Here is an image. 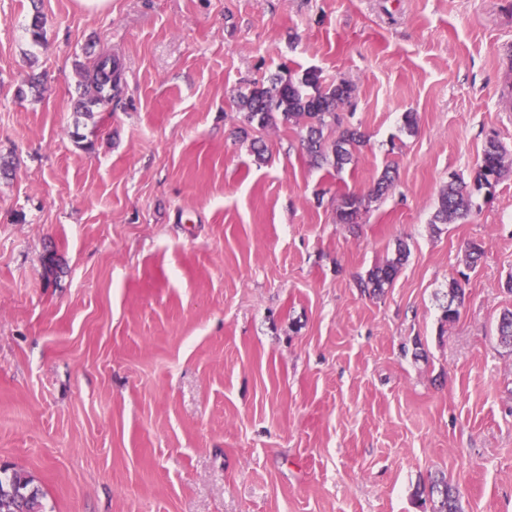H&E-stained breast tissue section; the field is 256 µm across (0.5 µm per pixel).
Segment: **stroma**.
Returning a JSON list of instances; mask_svg holds the SVG:
<instances>
[{
	"label": "stroma",
	"mask_w": 512,
	"mask_h": 512,
	"mask_svg": "<svg viewBox=\"0 0 512 512\" xmlns=\"http://www.w3.org/2000/svg\"><path fill=\"white\" fill-rule=\"evenodd\" d=\"M108 55L123 92L84 115ZM284 66L355 85V165L238 118ZM492 138L512 154V0H0V466L47 512H419L441 476L512 512V174L432 222ZM396 170L386 166L375 180L367 196L355 192H346L336 200V221L340 224H359L369 203L384 196L392 187ZM472 206V192L463 182L453 180L443 187L433 224H450L468 215ZM409 249L406 244L398 242L395 255L387 258L370 269L365 278L359 280L358 286L364 292L372 296H381L395 280L399 270L407 261ZM445 299L441 305V324L455 322L460 316V309L465 300V289L457 279H452L448 283V289L443 293Z\"/></svg>",
	"instance_id": "obj_1"
}]
</instances>
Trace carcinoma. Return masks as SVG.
Returning <instances> with one entry per match:
<instances>
[{
    "label": "carcinoma",
    "mask_w": 512,
    "mask_h": 512,
    "mask_svg": "<svg viewBox=\"0 0 512 512\" xmlns=\"http://www.w3.org/2000/svg\"><path fill=\"white\" fill-rule=\"evenodd\" d=\"M85 101L79 107L106 109L121 88L122 66L117 59L105 56L80 72ZM355 87L348 81L324 83L321 72L309 68L302 72L285 69L270 79L241 90L234 96L236 112L242 121L259 129L275 127L280 123L292 125L299 131L300 141L310 161L327 164L342 172L354 162L355 154L366 145L367 137L360 128L346 126L334 139L326 131L341 125L339 110L349 103ZM512 172V157L497 140L484 146L474 178V188H491ZM396 170L386 166L375 180L369 194L364 196L346 192L336 200V223L358 224L369 203L384 196L392 187ZM472 206V192L463 182L453 180L443 187L433 223L450 224L468 215ZM409 249L400 242L395 255L376 264L366 277L359 280V288L372 296H381L390 287L399 270L407 261ZM441 324L455 322L465 300V289L456 279L448 283L443 293ZM497 333L501 343L512 346V311L502 313ZM414 496L422 504L430 505L429 512H461L458 497L444 477L429 484L417 486ZM43 493L34 484L32 476L20 470L0 469V502H7V512H44Z\"/></svg>",
    "instance_id": "1"
}]
</instances>
